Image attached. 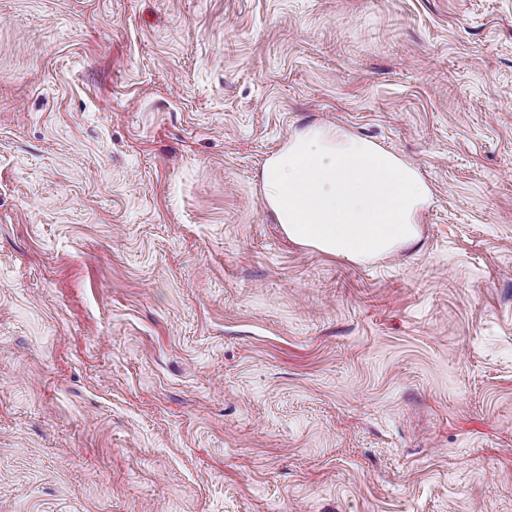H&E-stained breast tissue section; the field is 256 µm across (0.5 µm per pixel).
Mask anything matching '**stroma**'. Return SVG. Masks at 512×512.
Returning <instances> with one entry per match:
<instances>
[{"label":"stroma","instance_id":"35a3bbf8","mask_svg":"<svg viewBox=\"0 0 512 512\" xmlns=\"http://www.w3.org/2000/svg\"><path fill=\"white\" fill-rule=\"evenodd\" d=\"M314 123L416 244L288 240ZM0 512H512V0H0ZM265 202L288 238L352 263L416 243L432 189L417 168L338 127L294 132L261 173Z\"/></svg>","mask_w":512,"mask_h":512}]
</instances>
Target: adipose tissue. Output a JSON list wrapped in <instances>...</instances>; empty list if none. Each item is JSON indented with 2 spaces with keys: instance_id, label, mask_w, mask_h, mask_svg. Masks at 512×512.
Returning a JSON list of instances; mask_svg holds the SVG:
<instances>
[{
  "instance_id": "ef3b65f1",
  "label": "adipose tissue",
  "mask_w": 512,
  "mask_h": 512,
  "mask_svg": "<svg viewBox=\"0 0 512 512\" xmlns=\"http://www.w3.org/2000/svg\"><path fill=\"white\" fill-rule=\"evenodd\" d=\"M265 202L288 238L352 263L409 247L432 189L417 168L340 128L294 132L261 173Z\"/></svg>"
}]
</instances>
